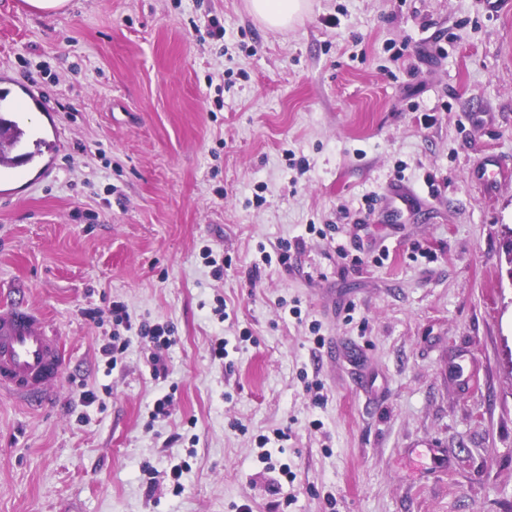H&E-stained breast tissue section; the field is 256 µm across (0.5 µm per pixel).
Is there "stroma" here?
<instances>
[{
  "mask_svg": "<svg viewBox=\"0 0 512 512\" xmlns=\"http://www.w3.org/2000/svg\"><path fill=\"white\" fill-rule=\"evenodd\" d=\"M0 73L63 144L0 181V308L65 353L0 512H512V2L0 0ZM250 14L269 31L288 29L307 11V0H247Z\"/></svg>",
  "mask_w": 512,
  "mask_h": 512,
  "instance_id": "1",
  "label": "stroma"
}]
</instances>
